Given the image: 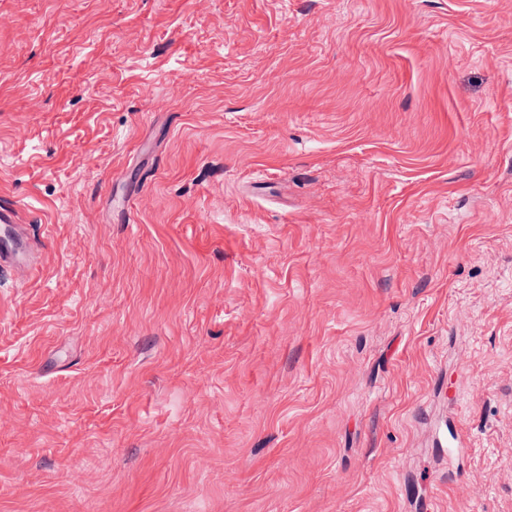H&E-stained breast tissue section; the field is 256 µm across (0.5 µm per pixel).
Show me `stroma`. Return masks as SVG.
Segmentation results:
<instances>
[{"instance_id":"35a3bbf8","label":"stroma","mask_w":512,"mask_h":512,"mask_svg":"<svg viewBox=\"0 0 512 512\" xmlns=\"http://www.w3.org/2000/svg\"><path fill=\"white\" fill-rule=\"evenodd\" d=\"M0 512H512V0H0ZM8 230L0 235V265L13 266L19 270L28 271L31 268V258L26 256L19 242L25 241L26 231L18 224L17 207L10 202L0 204V227Z\"/></svg>"}]
</instances>
